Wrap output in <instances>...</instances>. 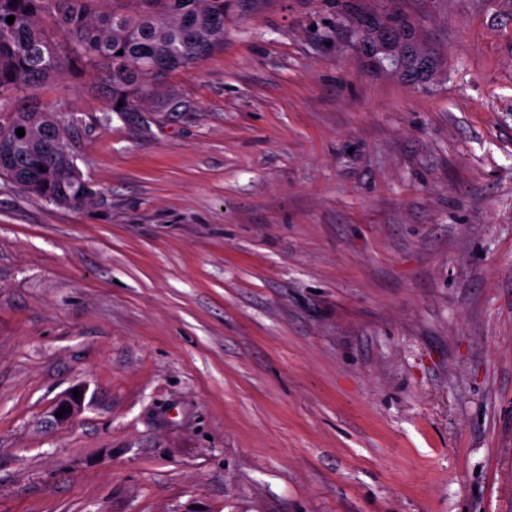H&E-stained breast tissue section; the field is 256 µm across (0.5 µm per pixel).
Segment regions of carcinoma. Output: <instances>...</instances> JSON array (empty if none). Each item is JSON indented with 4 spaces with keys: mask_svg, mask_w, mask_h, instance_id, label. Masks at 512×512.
Masks as SVG:
<instances>
[{
    "mask_svg": "<svg viewBox=\"0 0 512 512\" xmlns=\"http://www.w3.org/2000/svg\"><path fill=\"white\" fill-rule=\"evenodd\" d=\"M101 0H0V174L28 193L59 205L81 207L92 191L76 162L69 136L79 124L67 108L17 111L14 101L31 86L66 68L103 69L102 89L111 113L189 108L164 87L167 75L195 65L224 46V14L232 0H129L130 10L104 11ZM53 14L64 43L43 25ZM15 17L14 23L6 22ZM22 128L20 137L16 129Z\"/></svg>",
    "mask_w": 512,
    "mask_h": 512,
    "instance_id": "obj_1",
    "label": "carcinoma"
}]
</instances>
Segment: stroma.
<instances>
[{
	"mask_svg": "<svg viewBox=\"0 0 512 512\" xmlns=\"http://www.w3.org/2000/svg\"><path fill=\"white\" fill-rule=\"evenodd\" d=\"M166 83L15 101L93 199L0 178V512H512V0H245ZM397 35L396 32L392 28H386L382 27L378 29V43L372 44L367 43V46L370 50V52L374 55L378 53H386L394 57V59H400L401 57L398 56L393 50H391L390 46H394L396 43ZM391 56H383L382 59L379 60V63L383 67H387L389 70L393 72L399 73L401 76L407 79V81L412 80L407 77V74L398 71L396 64L393 63V58ZM388 60L387 65H384V61Z\"/></svg>",
	"mask_w": 512,
	"mask_h": 512,
	"instance_id": "obj_1",
	"label": "stroma"
}]
</instances>
